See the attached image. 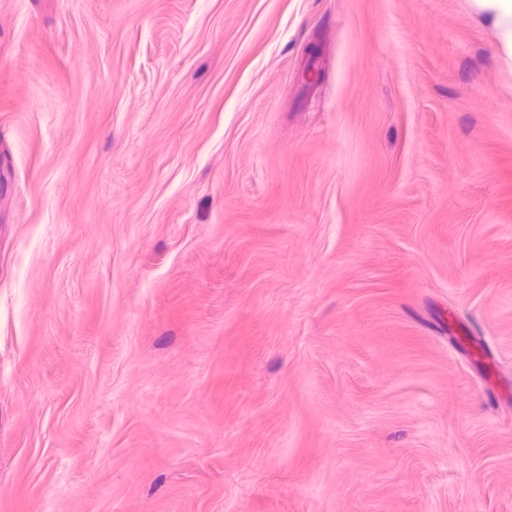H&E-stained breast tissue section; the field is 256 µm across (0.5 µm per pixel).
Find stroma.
Instances as JSON below:
<instances>
[{"mask_svg":"<svg viewBox=\"0 0 512 512\" xmlns=\"http://www.w3.org/2000/svg\"><path fill=\"white\" fill-rule=\"evenodd\" d=\"M0 512H512L466 0H0Z\"/></svg>","mask_w":512,"mask_h":512,"instance_id":"1","label":"stroma"}]
</instances>
